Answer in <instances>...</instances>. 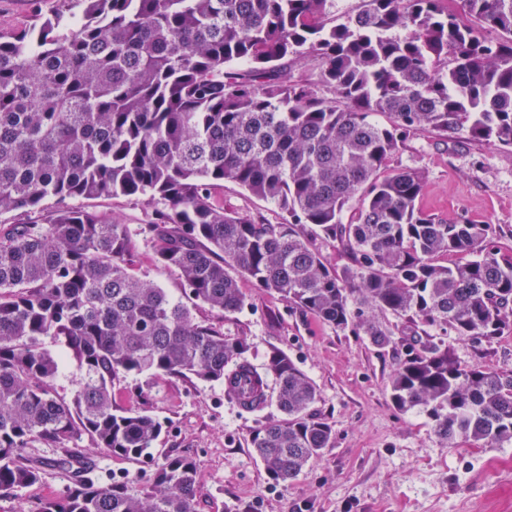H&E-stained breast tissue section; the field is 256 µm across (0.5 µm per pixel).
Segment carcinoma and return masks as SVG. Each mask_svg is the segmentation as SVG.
<instances>
[{
  "label": "carcinoma",
  "mask_w": 512,
  "mask_h": 512,
  "mask_svg": "<svg viewBox=\"0 0 512 512\" xmlns=\"http://www.w3.org/2000/svg\"><path fill=\"white\" fill-rule=\"evenodd\" d=\"M451 2L363 0L338 18L335 0H74L76 13L0 28V215H25L0 223V495L40 480L27 452L36 442L66 448L86 435L113 456L150 453L163 425L148 393L136 408L112 401L130 375L220 381L250 409L273 382L282 417L253 429L250 444L276 484L334 440L313 412L314 382L287 352L272 349L254 369L245 337L197 321L134 272L127 225L68 204L106 195L155 205L157 261L195 302L240 312L231 267L397 351L391 401L425 414L444 445L512 444V368L463 365L436 335L491 341L512 330V256L489 224L425 214L420 172L386 168L418 129L512 147V0ZM305 61L334 99L283 75ZM224 181L287 219L224 209L212 195ZM312 236L339 241L352 265L330 267ZM376 312L404 319L401 336ZM48 336L77 365L69 401L50 388L60 360ZM69 466L70 485L39 512H195L190 456H164L137 493L84 461Z\"/></svg>",
  "instance_id": "carcinoma-1"
}]
</instances>
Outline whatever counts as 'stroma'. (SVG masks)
I'll list each match as a JSON object with an SVG mask.
<instances>
[{"mask_svg": "<svg viewBox=\"0 0 512 512\" xmlns=\"http://www.w3.org/2000/svg\"><path fill=\"white\" fill-rule=\"evenodd\" d=\"M66 6L67 0H0V24L21 25ZM388 166L422 173L419 205L424 212L446 222L468 218L492 225L501 253L512 254V147L419 130L406 137ZM213 193L225 208L254 221L284 220L277 206L232 182L221 183ZM89 206L128 225L139 275L174 299H184L179 275L155 261L152 239L144 230L151 206L121 195L90 200ZM237 284L245 298L240 313L227 317L194 303V317L228 335L246 337L255 367L263 366L271 348L286 351L316 385L319 398L313 410L331 422L335 439L292 483L274 485L249 435L280 417L275 396H268L261 409L246 411L218 382L127 377L112 391L115 404L137 407L138 390H150V409L164 426L155 443L158 453L187 454L198 463V512H227L232 505L247 512H512V464L500 463L501 449L465 441L444 446L424 414L394 407L388 390L393 352L290 309L249 278L238 277ZM447 343L462 364L512 368V332L489 342L451 336ZM31 453L42 462L41 480L1 496L0 512H38L45 498L68 486L69 472L61 464L68 457L95 465L102 477L123 479L133 491L142 489L154 468L148 458L110 457L85 436L64 449L38 445Z\"/></svg>", "mask_w": 512, "mask_h": 512, "instance_id": "obj_1", "label": "stroma"}]
</instances>
